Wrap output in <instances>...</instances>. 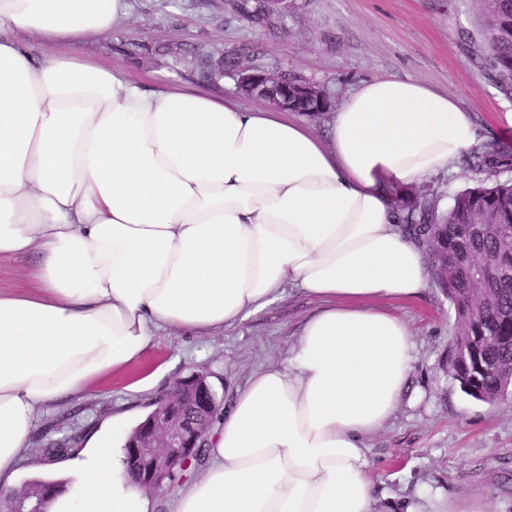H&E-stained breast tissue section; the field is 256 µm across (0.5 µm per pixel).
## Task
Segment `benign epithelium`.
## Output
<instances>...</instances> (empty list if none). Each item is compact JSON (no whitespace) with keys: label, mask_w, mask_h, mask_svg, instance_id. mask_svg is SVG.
<instances>
[{"label":"benign epithelium","mask_w":512,"mask_h":512,"mask_svg":"<svg viewBox=\"0 0 512 512\" xmlns=\"http://www.w3.org/2000/svg\"><path fill=\"white\" fill-rule=\"evenodd\" d=\"M281 72L244 68L238 75V86L246 88V96L270 105L291 109V91L284 85ZM216 393L207 375L192 374L173 383L154 402L149 418L127 440L125 448L134 463L133 484L145 491L158 492L173 487L178 473L204 456L210 419L218 411ZM51 492L0 490V509L4 512H45Z\"/></svg>","instance_id":"benign-epithelium-1"}]
</instances>
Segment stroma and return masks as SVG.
<instances>
[{"instance_id":"obj_1","label":"stroma","mask_w":512,"mask_h":512,"mask_svg":"<svg viewBox=\"0 0 512 512\" xmlns=\"http://www.w3.org/2000/svg\"><path fill=\"white\" fill-rule=\"evenodd\" d=\"M126 24L78 47L82 57L122 70L148 87L191 86L234 99L245 109L263 103L239 91L237 73L201 84L194 47L237 58L240 67L285 70L324 89L332 101L380 77L418 80L448 93L471 112L479 144L512 152V97L501 94L480 67L484 44L481 0H288L287 14L264 20L254 0H128ZM316 301L286 287L278 301L232 326L198 335L163 332L142 359L48 408L41 418L20 485L45 477L47 443L84 444L101 424L151 409L181 378L207 374L227 401L250 373L285 360L292 339ZM414 337L410 387L415 403L402 406L370 441L383 483L377 512H397L401 500L425 494L448 499L450 512H512V396L495 405L468 397L449 371L456 336L454 311L429 284L412 300H384ZM154 374L150 393L133 381Z\"/></svg>"}]
</instances>
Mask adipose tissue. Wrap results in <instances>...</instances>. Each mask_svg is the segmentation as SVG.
Instances as JSON below:
<instances>
[{
  "mask_svg": "<svg viewBox=\"0 0 512 512\" xmlns=\"http://www.w3.org/2000/svg\"><path fill=\"white\" fill-rule=\"evenodd\" d=\"M125 0H0V490L41 411L140 360L159 332H207L319 301L285 363L213 423L208 462L169 512H375L370 436L402 404L413 335L380 300L413 298L428 260L393 199L469 152L472 115L418 81L344 98L328 140L276 110L150 90L75 47ZM59 46L35 57L31 41ZM124 442L94 435L45 512H155ZM29 266L28 259H1L0 261V287L23 288L27 285L23 272Z\"/></svg>",
  "mask_w": 512,
  "mask_h": 512,
  "instance_id": "ef3b65f1",
  "label": "adipose tissue"
}]
</instances>
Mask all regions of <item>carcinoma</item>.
<instances>
[{"label":"carcinoma","instance_id":"1","mask_svg":"<svg viewBox=\"0 0 512 512\" xmlns=\"http://www.w3.org/2000/svg\"><path fill=\"white\" fill-rule=\"evenodd\" d=\"M486 47L481 66L501 93L512 96V0H483ZM236 69L231 57L208 58L210 81ZM462 162L481 185L451 196L447 208L420 192L397 208L398 223L425 249L431 276L454 309L458 325L449 368L469 397L494 405L512 386V153L474 149Z\"/></svg>","mask_w":512,"mask_h":512}]
</instances>
